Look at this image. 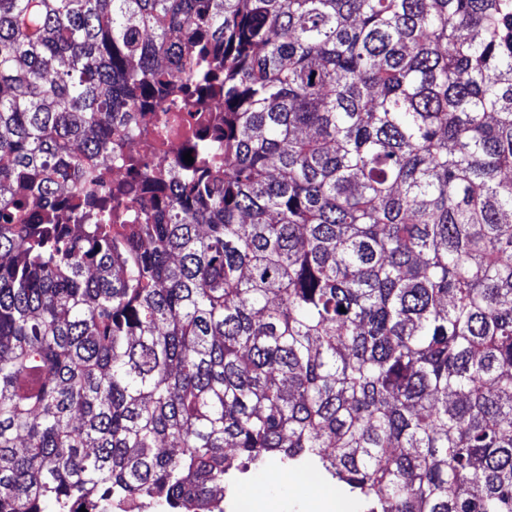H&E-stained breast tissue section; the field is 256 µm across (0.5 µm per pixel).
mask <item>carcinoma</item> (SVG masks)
Segmentation results:
<instances>
[{
	"instance_id": "obj_1",
	"label": "carcinoma",
	"mask_w": 512,
	"mask_h": 512,
	"mask_svg": "<svg viewBox=\"0 0 512 512\" xmlns=\"http://www.w3.org/2000/svg\"><path fill=\"white\" fill-rule=\"evenodd\" d=\"M176 80L224 138L86 209ZM229 448L512 512V0H0V512H223Z\"/></svg>"
}]
</instances>
